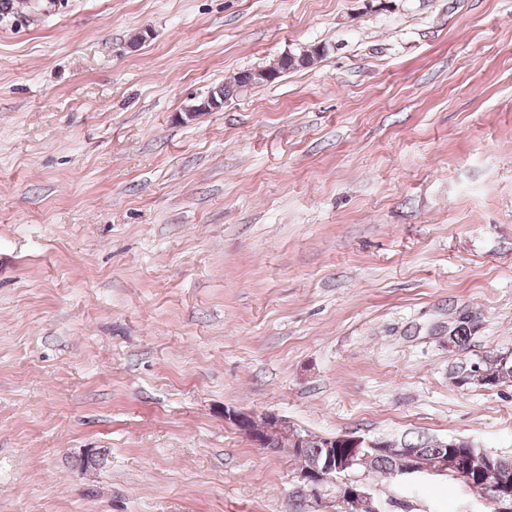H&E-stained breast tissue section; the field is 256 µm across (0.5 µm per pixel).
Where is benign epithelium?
Returning <instances> with one entry per match:
<instances>
[{
  "instance_id": "benign-epithelium-1",
  "label": "benign epithelium",
  "mask_w": 512,
  "mask_h": 512,
  "mask_svg": "<svg viewBox=\"0 0 512 512\" xmlns=\"http://www.w3.org/2000/svg\"><path fill=\"white\" fill-rule=\"evenodd\" d=\"M224 419L258 448H263L267 442L274 440L278 443L277 451L292 454L305 439L302 431L288 425V422L271 412L226 409ZM324 441L327 448L325 457L312 462L302 473L303 479L315 487L333 483L338 488L340 498L364 502L367 512H383L365 484L354 476V469L367 458L382 453L384 442L351 434L326 437ZM399 453L400 460L391 471V479L450 475L466 480L468 473L477 469L482 472L491 489L498 512H512V471L508 470L503 461L492 463L487 458L483 460L479 457L462 461L456 457L445 456L433 467L420 462L416 448H402Z\"/></svg>"
}]
</instances>
